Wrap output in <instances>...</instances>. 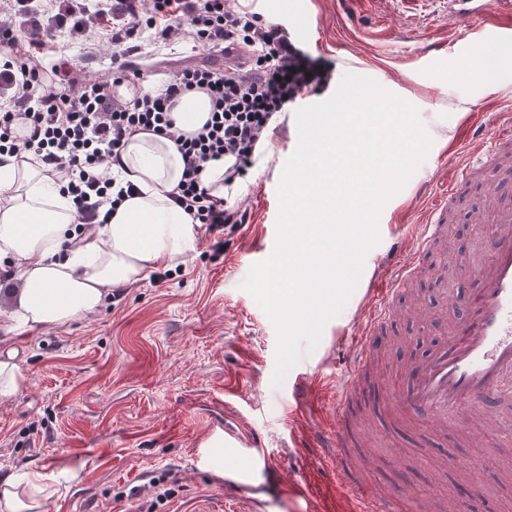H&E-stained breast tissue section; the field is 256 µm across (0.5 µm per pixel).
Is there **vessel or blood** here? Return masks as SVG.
Masks as SVG:
<instances>
[{
  "label": "vessel or blood",
  "mask_w": 512,
  "mask_h": 512,
  "mask_svg": "<svg viewBox=\"0 0 512 512\" xmlns=\"http://www.w3.org/2000/svg\"><path fill=\"white\" fill-rule=\"evenodd\" d=\"M512 15V0H448V18L472 32L477 23L496 14ZM476 131L489 153L512 150V115L476 119ZM483 170L465 164L443 197L419 225L417 243L398 260L394 272L376 271L362 306L360 323L351 333L353 366L336 391L334 425L324 435L317 460L342 476L353 512H388L390 499L365 475L357 450L362 443L358 412L375 378V339L392 324L398 301L414 279L431 269L430 260L448 240V215ZM490 257L472 273L467 294L444 338L422 358L407 385L380 398L383 414L409 425L447 423L449 416L471 412L494 400L500 379L512 373V204L502 203L490 234Z\"/></svg>",
  "instance_id": "1"
}]
</instances>
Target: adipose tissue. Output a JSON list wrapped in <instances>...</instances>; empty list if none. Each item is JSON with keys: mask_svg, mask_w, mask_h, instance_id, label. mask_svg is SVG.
<instances>
[{"mask_svg": "<svg viewBox=\"0 0 512 512\" xmlns=\"http://www.w3.org/2000/svg\"><path fill=\"white\" fill-rule=\"evenodd\" d=\"M212 105L200 90L177 97L173 109L180 134L197 132ZM184 162L172 139L147 131L125 139L110 171L135 193L73 251L78 213L61 183L34 156L0 157V261L15 268L21 285L18 307L7 317L15 328L63 327L96 313L112 289L142 281L164 263L187 261L197 231L171 194ZM57 493V480L36 470L0 478V512H43Z\"/></svg>", "mask_w": 512, "mask_h": 512, "instance_id": "obj_1", "label": "adipose tissue"}]
</instances>
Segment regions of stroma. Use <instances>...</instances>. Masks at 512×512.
<instances>
[{
    "label": "stroma",
    "mask_w": 512,
    "mask_h": 512,
    "mask_svg": "<svg viewBox=\"0 0 512 512\" xmlns=\"http://www.w3.org/2000/svg\"><path fill=\"white\" fill-rule=\"evenodd\" d=\"M290 0H258L265 18L287 23L293 43L320 74L296 108L329 98L347 73L377 81L410 99L428 129H447V144L430 149L403 189L383 208L379 243L368 253L370 278L391 245L415 234L437 188L461 164L484 157L468 113H512V46L496 30L512 15L488 18L485 34L471 42L443 16L441 0H307L312 26L291 25ZM93 0H0V57L8 37L55 36L56 49L40 58L52 71L69 58L77 77L112 78V46ZM190 37L166 42L144 39L128 59L143 71L144 85L168 83L180 65L201 60ZM500 63L482 69V56ZM273 157L260 179L244 176L240 197L247 224L199 235L187 262L169 278L149 277L122 288L97 314L61 328L6 332L0 317V358L13 354L25 380L0 399V476L26 466L57 476L59 493L45 512H255L264 483L248 485L229 499L224 480L235 468L216 449L222 466L204 465L201 451L225 429L250 425L257 447L270 453L288 478L306 475L318 496L280 512H347L335 472L318 466L307 442L323 432L337 385L349 370L350 343L341 329L360 318L363 290L323 328L318 346L274 382L277 330L241 285L253 264L276 247L277 187L286 160L298 144L294 111L267 134ZM489 200L471 187L448 217V244L440 266L479 259L486 244L482 213ZM465 273L431 283L419 276L402 296L400 314L376 353L381 385L398 386L409 365L411 339L431 335L447 316L441 298L455 299L468 285ZM237 377L240 391L227 395L224 382ZM366 468L392 512H448V493L474 484L467 512H512V374L503 379L491 421L408 428L374 415L363 420ZM486 456L477 479L467 462ZM171 474L174 494L156 506L151 478Z\"/></svg>",
    "instance_id": "1"
}]
</instances>
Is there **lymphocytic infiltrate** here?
<instances>
[{
  "label": "lymphocytic infiltrate",
  "mask_w": 512,
  "mask_h": 512,
  "mask_svg": "<svg viewBox=\"0 0 512 512\" xmlns=\"http://www.w3.org/2000/svg\"><path fill=\"white\" fill-rule=\"evenodd\" d=\"M126 19L112 30V72L142 79L126 59L143 32L168 41L190 33L207 52H221L224 66L189 64L176 69L164 93L127 102L112 99L106 82L72 78L69 62L52 73L38 63L52 50L51 40L25 47L9 40L8 70L22 76L21 95L13 106L0 107V154H35L57 171L84 225L99 223L106 207L121 202L126 189L108 174V159L119 158L127 136L150 131L174 139L183 156L181 182L172 199L192 223L207 230L247 223L240 203L210 194L203 184L207 165L230 158L225 183L242 178L255 149L290 102L311 80L287 27L265 19L238 0H125ZM206 91L211 118L193 136L175 132L172 108L177 96ZM25 125L19 134L17 125Z\"/></svg>",
  "instance_id": "f902f5d3"
}]
</instances>
